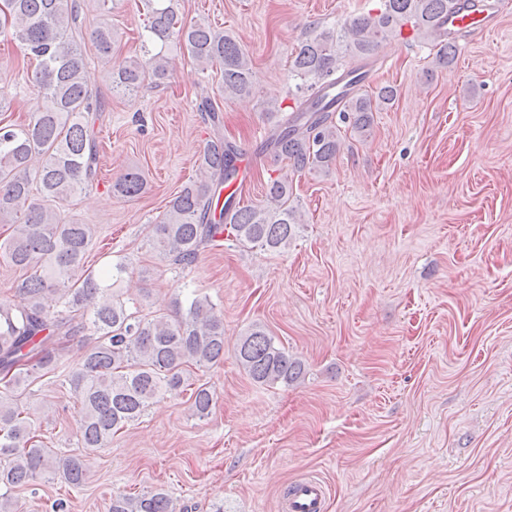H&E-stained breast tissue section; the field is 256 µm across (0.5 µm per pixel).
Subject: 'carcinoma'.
I'll use <instances>...</instances> for the list:
<instances>
[{
    "label": "carcinoma",
    "instance_id": "cac0c4a2",
    "mask_svg": "<svg viewBox=\"0 0 512 512\" xmlns=\"http://www.w3.org/2000/svg\"><path fill=\"white\" fill-rule=\"evenodd\" d=\"M179 0H142L147 16L142 34L143 56L112 64V26L92 34L98 58L108 66L112 90L132 96L149 78L160 85L169 77L170 49L187 51L201 71L222 67L226 97L252 92L251 61L235 37L199 20L186 23ZM457 0H381L340 28L316 27L291 62L296 94L288 117L276 124L261 149L288 161L296 173L328 171L340 147V128L370 129L373 113L393 105L398 89L378 86L363 92L366 72L384 44L400 37L406 26L414 38L437 48L439 66L458 55L455 34L442 38L439 24ZM9 18L0 36L18 45L35 68L32 79L45 106L24 123L0 120V224L9 225L0 241V258L30 270L19 286L25 300L16 306L0 299V512H23L11 491L38 479H57L77 489L86 481L88 459L58 456L40 440L41 420L20 406L35 371L53 372L60 352L90 334L96 342L80 366L64 374L78 403L81 447L93 451L112 446L113 435L137 420L150 402L168 390L190 386L191 369L224 360V315L205 296L173 299L174 314L145 317L125 302L97 305L99 295L121 281L126 266L117 262L99 273L85 265L94 228L66 215L58 204L93 185L99 149L88 124L104 102L84 80L87 61L83 0H3ZM350 55L360 65L344 70ZM236 149L215 133L200 157L199 177L167 202L152 225L148 242L162 259L192 266L205 248L221 246L229 228L241 244L278 251L288 247L296 224L288 176H269L260 205H244L229 197L212 208L224 185L236 180ZM123 197L146 190L139 169L124 173L113 185ZM236 359L251 380L273 386L291 385L304 375V364L288 355L261 325L242 337ZM189 400L200 420L211 415L213 394L206 384L192 388ZM110 512H177L162 491L139 497L115 496Z\"/></svg>",
    "mask_w": 512,
    "mask_h": 512
}]
</instances>
